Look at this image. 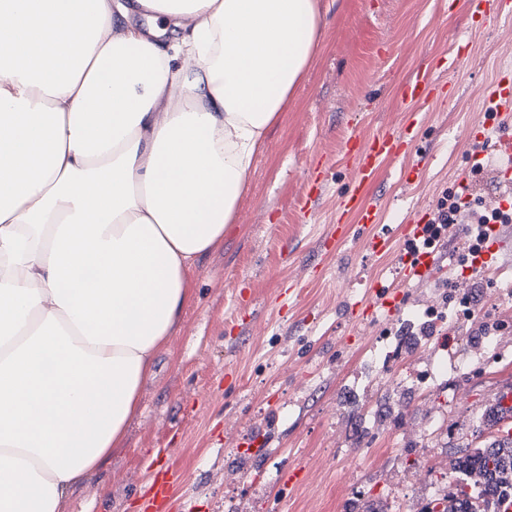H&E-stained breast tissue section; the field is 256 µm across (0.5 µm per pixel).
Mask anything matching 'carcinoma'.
<instances>
[{"instance_id": "cac0c4a2", "label": "carcinoma", "mask_w": 512, "mask_h": 512, "mask_svg": "<svg viewBox=\"0 0 512 512\" xmlns=\"http://www.w3.org/2000/svg\"><path fill=\"white\" fill-rule=\"evenodd\" d=\"M511 416L512 406L499 402L477 418L472 436L479 443L464 445L453 467L455 490L438 512H498L512 502V433L499 428Z\"/></svg>"}]
</instances>
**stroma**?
<instances>
[{
  "mask_svg": "<svg viewBox=\"0 0 512 512\" xmlns=\"http://www.w3.org/2000/svg\"><path fill=\"white\" fill-rule=\"evenodd\" d=\"M439 84L409 101L401 84L423 64ZM512 72V19L471 15L464 0H335L320 45L288 109L267 132L238 203V219L192 273L194 297L159 354L123 441L62 502L59 512H141L152 473H182L168 512H397L422 505L407 480L419 457L450 470L469 424L512 393V341L490 359L434 381L428 400L440 434L402 436L414 419L413 373L398 349L386 363L404 406L369 435L348 409L361 395L363 361L386 313L353 327L347 305L364 301L370 280L392 277L404 248L397 234L416 211H431L471 173L469 128L481 119L496 74ZM413 132L409 153L384 161L367 201L376 230L393 234L388 255L362 243L324 250L336 211L356 178L350 136ZM316 202L309 211L307 196ZM497 272L474 321L433 354L462 358L485 323L512 325V236L503 235ZM300 478L289 483L288 472ZM241 474L228 486L224 475Z\"/></svg>",
  "mask_w": 512,
  "mask_h": 512,
  "instance_id": "stroma-1",
  "label": "stroma"
}]
</instances>
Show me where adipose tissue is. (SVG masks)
I'll use <instances>...</instances> for the list:
<instances>
[{"label": "adipose tissue", "instance_id": "adipose-tissue-1", "mask_svg": "<svg viewBox=\"0 0 512 512\" xmlns=\"http://www.w3.org/2000/svg\"><path fill=\"white\" fill-rule=\"evenodd\" d=\"M324 0H0V512L121 444Z\"/></svg>", "mask_w": 512, "mask_h": 512}]
</instances>
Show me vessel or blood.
I'll return each instance as SVG.
<instances>
[{"label":"vessel or blood","instance_id":"obj_1","mask_svg":"<svg viewBox=\"0 0 512 512\" xmlns=\"http://www.w3.org/2000/svg\"><path fill=\"white\" fill-rule=\"evenodd\" d=\"M435 80L429 67H420L417 72L401 87L403 98L410 100L428 99ZM488 119L479 123V139H493L494 150L506 163L500 170L501 184L506 195L512 196V134H503L491 138L490 129L494 120H505L507 111L512 110V74L502 73L496 78L492 93L484 103ZM410 142L408 136L390 131H379L366 137L349 139L346 144L347 154L353 162L357 177L347 197L348 202H358L362 193L375 180L380 161L388 157L399 156ZM437 263L434 253L405 252L394 270V287L388 288L381 281L371 283L368 304H356L349 308L350 322L362 325L376 318L379 311L393 307L395 286H407L412 281L425 277L433 272Z\"/></svg>","mask_w":512,"mask_h":512}]
</instances>
